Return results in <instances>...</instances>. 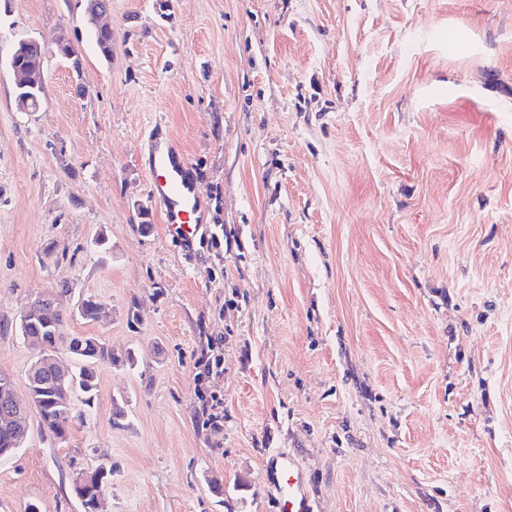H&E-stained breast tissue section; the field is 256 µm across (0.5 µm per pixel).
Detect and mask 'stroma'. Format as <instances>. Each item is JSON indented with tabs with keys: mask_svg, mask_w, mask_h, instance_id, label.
<instances>
[{
	"mask_svg": "<svg viewBox=\"0 0 512 512\" xmlns=\"http://www.w3.org/2000/svg\"><path fill=\"white\" fill-rule=\"evenodd\" d=\"M103 21L108 59L86 0H0V373L25 397L15 322L63 282L102 308L66 335L136 358L98 365L69 444L29 416L0 512H82L72 480L102 466L104 512H278L279 450L314 512H512V0H110ZM22 39L46 52L34 112ZM158 122L216 231L189 249L149 191Z\"/></svg>",
	"mask_w": 512,
	"mask_h": 512,
	"instance_id": "stroma-1",
	"label": "stroma"
}]
</instances>
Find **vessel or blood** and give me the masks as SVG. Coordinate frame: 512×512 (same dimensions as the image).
I'll return each instance as SVG.
<instances>
[{
  "label": "vessel or blood",
  "instance_id": "1",
  "mask_svg": "<svg viewBox=\"0 0 512 512\" xmlns=\"http://www.w3.org/2000/svg\"><path fill=\"white\" fill-rule=\"evenodd\" d=\"M151 174L150 189L163 212L166 224L185 245L203 235V201L195 193L197 173L176 142L154 126L147 148ZM268 481L280 512H314L307 477L302 465L285 452L275 454L266 467Z\"/></svg>",
  "mask_w": 512,
  "mask_h": 512
}]
</instances>
